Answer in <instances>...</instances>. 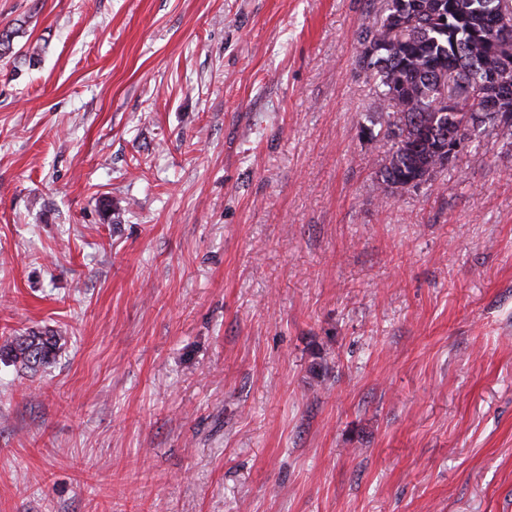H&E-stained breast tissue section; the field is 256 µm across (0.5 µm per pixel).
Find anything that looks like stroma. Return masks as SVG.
Listing matches in <instances>:
<instances>
[{"label": "stroma", "instance_id": "35a3bbf8", "mask_svg": "<svg viewBox=\"0 0 512 512\" xmlns=\"http://www.w3.org/2000/svg\"><path fill=\"white\" fill-rule=\"evenodd\" d=\"M377 0H0V512H512V154L395 195ZM62 336L31 332L25 336H13L0 347V355L20 362L25 368L49 364L60 349Z\"/></svg>", "mask_w": 512, "mask_h": 512}]
</instances>
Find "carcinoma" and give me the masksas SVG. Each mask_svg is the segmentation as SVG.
Segmentation results:
<instances>
[{
  "instance_id": "1",
  "label": "carcinoma",
  "mask_w": 512,
  "mask_h": 512,
  "mask_svg": "<svg viewBox=\"0 0 512 512\" xmlns=\"http://www.w3.org/2000/svg\"><path fill=\"white\" fill-rule=\"evenodd\" d=\"M380 19L362 30L358 42L375 50L370 61L359 57L362 69L375 86L377 117L368 119V140L380 126L392 146L376 174V189L383 194L402 191L408 181L420 178L433 185L437 174L448 169L437 145L458 138L470 143L489 132L512 150V109L490 116L476 109L477 78L496 70L500 56H512V41L485 44L478 33L497 12L512 27V0H444L451 5L450 19L430 12L431 0H379ZM456 99V111H443V94ZM63 337L31 332L14 336L0 346V355L26 368L49 364Z\"/></svg>"
}]
</instances>
